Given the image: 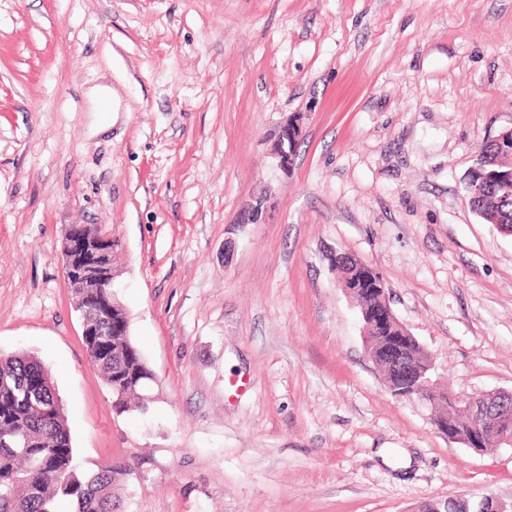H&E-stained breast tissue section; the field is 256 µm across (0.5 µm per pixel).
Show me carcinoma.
I'll return each instance as SVG.
<instances>
[{
	"mask_svg": "<svg viewBox=\"0 0 512 512\" xmlns=\"http://www.w3.org/2000/svg\"><path fill=\"white\" fill-rule=\"evenodd\" d=\"M512 178V163L495 160L491 144L482 145L473 179L484 193L476 202L483 218L498 229L512 227V192L501 182ZM110 333L107 344L89 342V359L105 384L115 389L117 368H122V412L145 407L154 381L142 352L126 335L119 321L96 324ZM133 467L122 461L100 464L91 475L82 473L75 460L61 400L48 371L27 353H0V512H57L58 501L67 499L76 512H121L113 494L125 484Z\"/></svg>",
	"mask_w": 512,
	"mask_h": 512,
	"instance_id": "obj_1",
	"label": "carcinoma"
}]
</instances>
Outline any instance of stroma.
<instances>
[{
	"label": "stroma",
	"mask_w": 512,
	"mask_h": 512,
	"mask_svg": "<svg viewBox=\"0 0 512 512\" xmlns=\"http://www.w3.org/2000/svg\"><path fill=\"white\" fill-rule=\"evenodd\" d=\"M509 127L512 0H0V352L42 361L82 471L132 464L124 512L511 501L512 448L390 393L331 264L380 273L441 386L512 390V236L465 192ZM72 224L118 243L146 412L87 356ZM301 117L288 120L279 131L275 154L278 158V164L282 169H288L293 161L294 149L301 133Z\"/></svg>",
	"instance_id": "obj_1"
}]
</instances>
